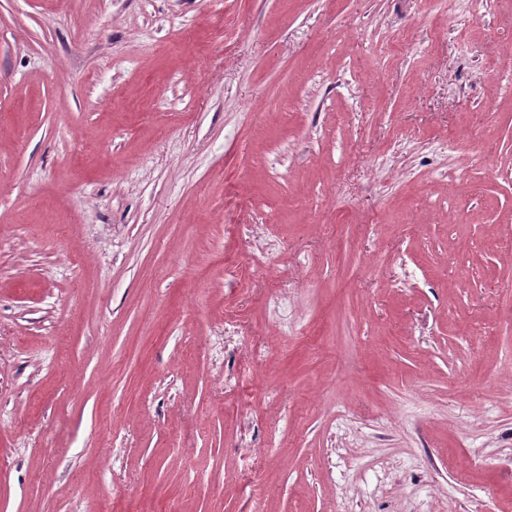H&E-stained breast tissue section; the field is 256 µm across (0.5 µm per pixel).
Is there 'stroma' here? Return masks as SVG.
<instances>
[{
    "label": "stroma",
    "instance_id": "stroma-1",
    "mask_svg": "<svg viewBox=\"0 0 512 512\" xmlns=\"http://www.w3.org/2000/svg\"><path fill=\"white\" fill-rule=\"evenodd\" d=\"M454 8L0 0V512H512V0Z\"/></svg>",
    "mask_w": 512,
    "mask_h": 512
}]
</instances>
